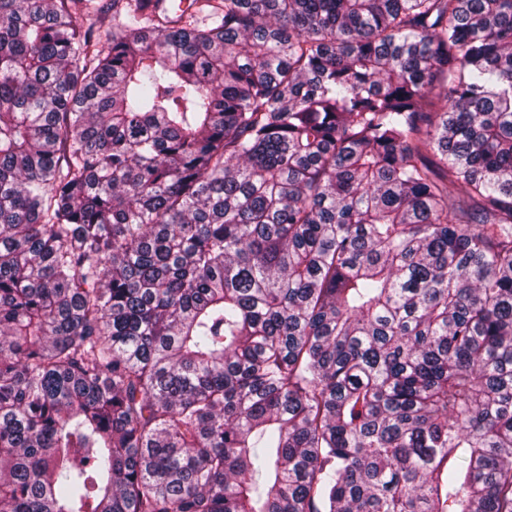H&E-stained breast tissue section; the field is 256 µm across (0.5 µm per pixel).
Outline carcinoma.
Returning a JSON list of instances; mask_svg holds the SVG:
<instances>
[{"instance_id":"obj_1","label":"carcinoma","mask_w":512,"mask_h":512,"mask_svg":"<svg viewBox=\"0 0 512 512\" xmlns=\"http://www.w3.org/2000/svg\"><path fill=\"white\" fill-rule=\"evenodd\" d=\"M161 2L0 0V512H512V0Z\"/></svg>"}]
</instances>
